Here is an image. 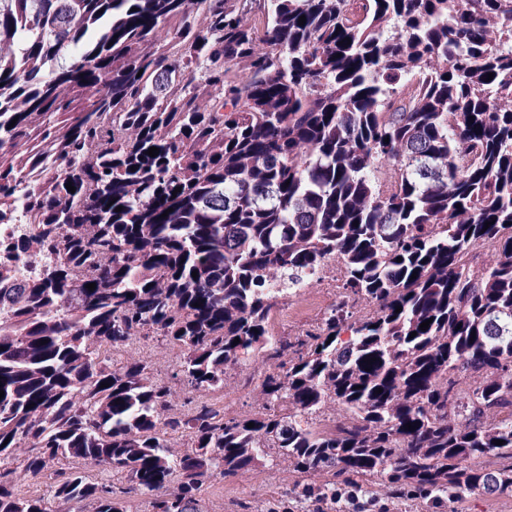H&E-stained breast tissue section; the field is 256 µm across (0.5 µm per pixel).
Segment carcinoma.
<instances>
[{
  "mask_svg": "<svg viewBox=\"0 0 512 512\" xmlns=\"http://www.w3.org/2000/svg\"><path fill=\"white\" fill-rule=\"evenodd\" d=\"M35 135L46 149L15 163ZM22 222L0 238V456L29 444L50 483L33 496L0 469V512H133L131 492L198 512L215 472L269 448L330 474L298 495L312 512L373 496L367 474L431 505L512 497V0H0V224ZM33 246L57 261L21 276ZM331 260L340 299L273 336L279 299ZM359 299L376 309L352 322ZM153 336L197 391L255 350L290 357L252 419L175 412L148 362L85 347ZM329 398L354 422L318 429Z\"/></svg>",
  "mask_w": 512,
  "mask_h": 512,
  "instance_id": "carcinoma-1",
  "label": "carcinoma"
}]
</instances>
